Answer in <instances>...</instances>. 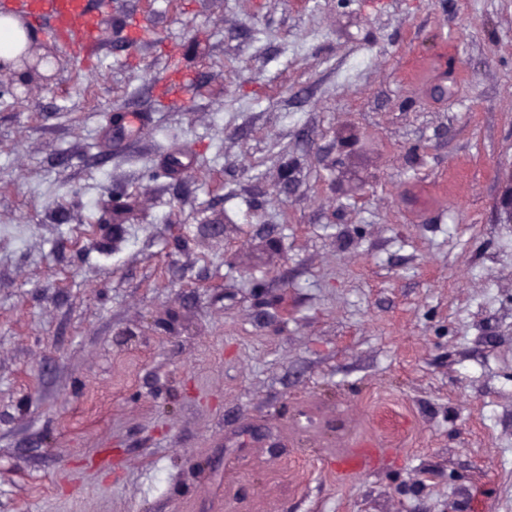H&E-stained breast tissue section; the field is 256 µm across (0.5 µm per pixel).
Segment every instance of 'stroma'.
<instances>
[{
    "mask_svg": "<svg viewBox=\"0 0 512 512\" xmlns=\"http://www.w3.org/2000/svg\"><path fill=\"white\" fill-rule=\"evenodd\" d=\"M115 10L154 41L108 19L27 97L0 76V512H512V0ZM369 449L339 456L336 459V473L351 474L367 469L371 464Z\"/></svg>",
    "mask_w": 512,
    "mask_h": 512,
    "instance_id": "obj_1",
    "label": "stroma"
}]
</instances>
